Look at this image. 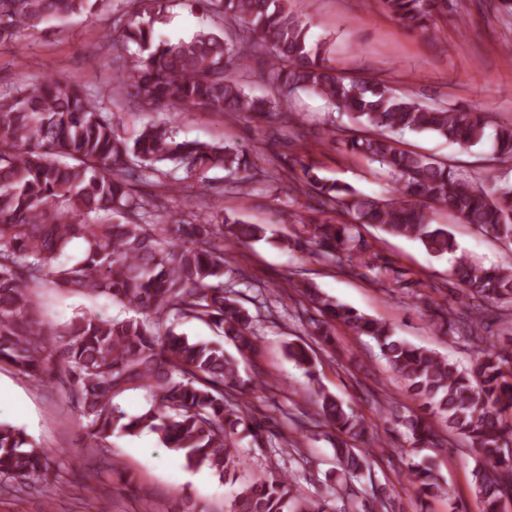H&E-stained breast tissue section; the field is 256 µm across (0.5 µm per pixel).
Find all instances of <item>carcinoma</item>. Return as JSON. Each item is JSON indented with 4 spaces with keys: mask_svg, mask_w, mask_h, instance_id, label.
I'll use <instances>...</instances> for the list:
<instances>
[{
    "mask_svg": "<svg viewBox=\"0 0 512 512\" xmlns=\"http://www.w3.org/2000/svg\"><path fill=\"white\" fill-rule=\"evenodd\" d=\"M101 0H0V42L22 29L52 20L94 15ZM175 0H133L120 39L136 51L117 77L125 94L177 118L203 107L229 119L240 113L292 124L288 100L299 91L318 96L346 115L349 127L328 130L329 141L347 153L377 162L397 186L393 199L368 198L351 185L330 180L312 165L301 172L281 168L277 178L292 181L294 194L317 195L324 208L352 221L307 225L305 244L314 252L353 265L357 226L419 242L433 257L453 256L451 276L468 298V322L459 336L475 348L468 369L425 347L395 336L385 321L331 300L314 283L300 295L320 315L312 335L333 344L340 324L377 345L390 369L406 384L412 400L430 417L399 406L387 413L405 428L417 450L437 443L434 423L470 442L476 455L475 492L479 512H502L512 498V336L502 341L480 334L487 305L512 304V263L485 267L465 255L448 227L434 224L438 206L502 245L512 246V185L475 184L446 162L397 146L392 132H429L449 143L473 147L486 133L484 113L427 107L381 82L347 80L330 63L326 41L291 11L289 0H191L213 17V28L188 39L164 38L156 24ZM398 22L423 31L443 13L446 0H381ZM269 56V90L245 92L231 65L242 55ZM495 158L512 161V123L498 127ZM164 162L197 172L223 170L244 183L256 168L254 154L196 139L177 140L172 127L143 128L121 136L98 101L75 77L44 79L16 95L0 96V364L18 374L57 384L80 411L85 436L97 452H110L115 434L148 430L167 448L183 454L190 468L206 466L227 480L241 465L237 438L265 446L266 426L249 403L229 402L243 390L237 360L224 345L193 341L175 331L180 321L197 320L216 329L240 356L253 353L254 318L224 289L231 269L224 249L266 239L263 224L222 218L208 211L198 223L140 224L144 208L127 179L136 164L148 172ZM222 239L225 245L215 243ZM75 239L80 253L68 254ZM106 297L133 312L106 319L92 311L64 323L36 316L41 293ZM306 343L287 344L288 358L313 375ZM129 391L143 396L139 414L128 417L119 399ZM320 416L334 431V482L370 470L377 440L358 448L365 435L361 419L324 386L311 389ZM423 496L445 493L433 464L410 466ZM40 478L57 485L48 452L23 429L0 422V487ZM326 502L300 499L285 475L243 485L230 512H330Z\"/></svg>",
    "mask_w": 512,
    "mask_h": 512,
    "instance_id": "cac0c4a2",
    "label": "carcinoma"
}]
</instances>
